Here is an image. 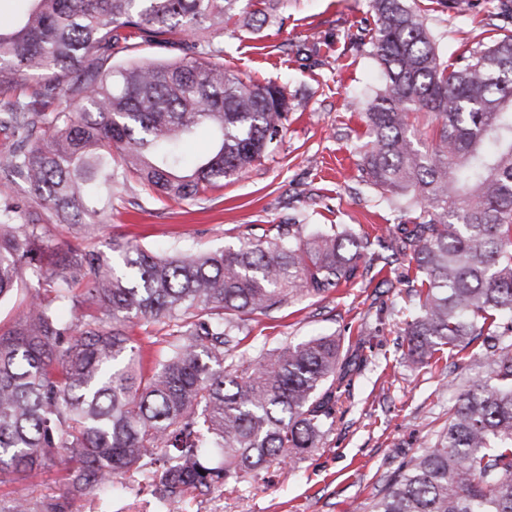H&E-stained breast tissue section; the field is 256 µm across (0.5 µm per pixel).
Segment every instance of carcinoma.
<instances>
[{"label":"carcinoma","instance_id":"1","mask_svg":"<svg viewBox=\"0 0 512 512\" xmlns=\"http://www.w3.org/2000/svg\"><path fill=\"white\" fill-rule=\"evenodd\" d=\"M0 22V172L19 194L0 202V302L25 279L23 309L0 325V477L74 463L62 497L20 496L0 512H71L117 471L140 477L167 512L188 494L298 462L336 422L349 349L334 336L245 363L243 329L300 295L356 279L370 245L302 224L203 254L115 243L121 270L74 238L134 181L170 200L221 187L281 137L282 87L224 69L215 37L235 21L258 31L286 0H26ZM384 73L365 112L362 171L408 215L376 237L415 262L418 312L404 358L420 366L482 340L486 373L461 390L432 447L403 461L366 512H512V33L442 59L414 0H371ZM176 47L159 61L146 49ZM118 57L131 61L114 65ZM434 116L431 146L411 118ZM200 124L211 150L185 167ZM84 308L78 321L56 303ZM162 337L152 366L130 329ZM224 449L214 465L207 449Z\"/></svg>","mask_w":512,"mask_h":512}]
</instances>
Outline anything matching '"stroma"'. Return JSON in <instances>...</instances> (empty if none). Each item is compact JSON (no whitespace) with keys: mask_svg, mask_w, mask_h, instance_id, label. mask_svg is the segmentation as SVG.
I'll return each instance as SVG.
<instances>
[{"mask_svg":"<svg viewBox=\"0 0 512 512\" xmlns=\"http://www.w3.org/2000/svg\"><path fill=\"white\" fill-rule=\"evenodd\" d=\"M491 0L432 12L428 24L439 52L451 60L461 43L475 48L489 35ZM284 23L258 32L224 29V66L284 86L290 110L274 150L223 188L183 201H161L134 183L114 194L112 215L92 226L83 246L111 255L113 241L157 252L193 253L238 245L271 225H342L357 233L403 223L360 167L368 139L367 92L382 81L370 47L350 37L371 28L370 0H288ZM377 275L357 276L325 297L305 296L247 324L245 361L317 334L363 343L365 361L350 374L343 415L297 465L266 463L254 478L229 481L205 497L187 498L179 512H362L412 453L430 447L448 423L458 389L475 378L478 344L433 367L406 364L401 330L415 303L398 282L414 278L409 260L371 245ZM65 465L0 484V497L59 496ZM72 512H156L154 499L128 474L75 501Z\"/></svg>","mask_w":512,"mask_h":512,"instance_id":"obj_1","label":"stroma"}]
</instances>
